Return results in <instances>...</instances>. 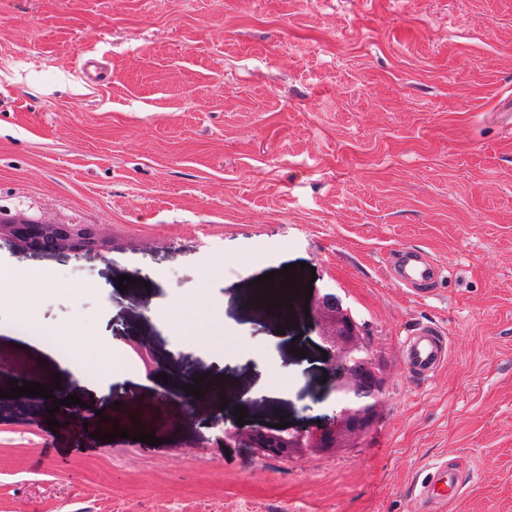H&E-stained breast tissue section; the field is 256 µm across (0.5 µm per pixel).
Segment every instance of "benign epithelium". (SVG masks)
Here are the masks:
<instances>
[{
    "label": "benign epithelium",
    "instance_id": "obj_1",
    "mask_svg": "<svg viewBox=\"0 0 512 512\" xmlns=\"http://www.w3.org/2000/svg\"><path fill=\"white\" fill-rule=\"evenodd\" d=\"M10 213L0 209V229L7 226V240L16 247L36 253L78 255L88 242L100 238V228L87 224H46L36 217L22 223L6 225ZM316 315L320 337L331 352V390L336 394L340 410L326 426L311 431L285 432L290 448H343L363 437L372 427L384 395L382 382L369 352L368 344L343 300L333 292L318 296ZM245 436L250 448L270 445L277 434L257 426L239 432L224 430V441Z\"/></svg>",
    "mask_w": 512,
    "mask_h": 512
}]
</instances>
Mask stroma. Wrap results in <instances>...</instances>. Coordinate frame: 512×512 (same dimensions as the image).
Listing matches in <instances>:
<instances>
[{
	"label": "stroma",
	"mask_w": 512,
	"mask_h": 512,
	"mask_svg": "<svg viewBox=\"0 0 512 512\" xmlns=\"http://www.w3.org/2000/svg\"><path fill=\"white\" fill-rule=\"evenodd\" d=\"M511 100L512 0H0V208L112 239L0 247L22 289L0 306V512H418L446 459L444 512H512ZM399 249L439 267L428 295L392 279ZM301 262L291 328L254 282ZM310 291L364 323L377 421L327 453L224 445L238 406L295 431L338 411ZM175 300L212 343L164 319ZM20 309L55 336L81 322L133 373L141 345L153 373L82 386ZM423 326L450 342L426 380L405 360ZM190 372L209 395L177 392ZM14 380L80 402L51 414ZM134 406L159 445L97 436ZM430 480L423 482L419 498L424 511L431 512L433 505H450L460 495L462 482L453 461L437 462Z\"/></svg>",
	"instance_id": "1"
}]
</instances>
